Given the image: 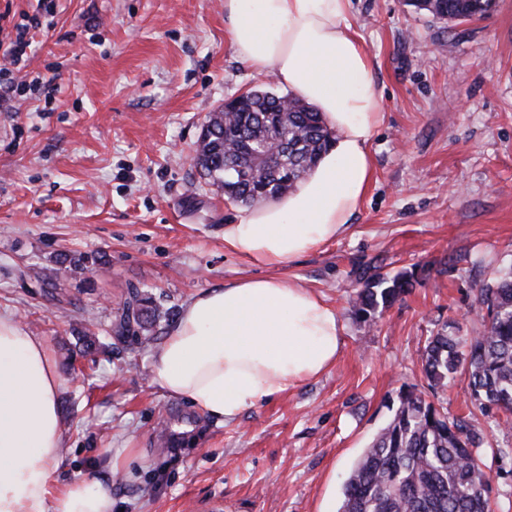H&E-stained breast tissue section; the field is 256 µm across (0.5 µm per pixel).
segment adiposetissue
I'll use <instances>...</instances> for the list:
<instances>
[{"instance_id":"1","label":"adipose tissue","mask_w":512,"mask_h":512,"mask_svg":"<svg viewBox=\"0 0 512 512\" xmlns=\"http://www.w3.org/2000/svg\"><path fill=\"white\" fill-rule=\"evenodd\" d=\"M224 14L237 57L315 107L336 134L294 191L224 227L225 250L266 276L196 293L152 356L155 385L231 419L335 363L336 310L283 269L347 232L384 114L351 0H224ZM58 389L42 338L0 313V512H112L111 487L93 477L52 487L63 445Z\"/></svg>"}]
</instances>
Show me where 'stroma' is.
<instances>
[{
    "label": "stroma",
    "mask_w": 512,
    "mask_h": 512,
    "mask_svg": "<svg viewBox=\"0 0 512 512\" xmlns=\"http://www.w3.org/2000/svg\"><path fill=\"white\" fill-rule=\"evenodd\" d=\"M384 121L374 174L348 231L288 266L333 306L343 346L321 376L230 421L150 382L151 355L191 295L262 267L224 249L245 206L194 163L210 112L254 89L280 92L240 61L224 0H59L34 34L30 69L59 71L51 103L0 112V311L41 337L60 379L64 448L57 484L112 480V512H337L343 482L408 386L426 390L420 354L442 325L479 335L478 290L512 266V0L451 24L405 0H352ZM91 258L74 270L73 256ZM424 278L374 325L351 300L363 268ZM162 318L149 339L80 352L87 321L106 335L128 284ZM494 464L488 495L512 512V423L475 415Z\"/></svg>",
    "instance_id": "35a3bbf8"
}]
</instances>
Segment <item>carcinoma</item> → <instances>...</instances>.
Segmentation results:
<instances>
[{
    "label": "carcinoma",
    "instance_id": "obj_1",
    "mask_svg": "<svg viewBox=\"0 0 512 512\" xmlns=\"http://www.w3.org/2000/svg\"><path fill=\"white\" fill-rule=\"evenodd\" d=\"M413 6L454 22L489 15L496 0H414ZM208 140H200L209 182L232 202L251 205L294 189L335 140L312 106L289 94L254 90L240 96L232 121L213 113ZM232 160L249 178L225 172ZM353 308L368 324L378 310L419 283L416 269L392 276L362 271ZM486 307L484 331L463 341L443 325L427 340L422 371L435 392L460 371L468 375L471 403L481 414L512 413V267L480 289ZM159 308L138 288L110 325L119 341L150 332ZM483 437L465 416L450 417L414 386L400 391L387 425L364 448L343 487L338 512H494L487 495Z\"/></svg>",
    "mask_w": 512,
    "mask_h": 512
}]
</instances>
